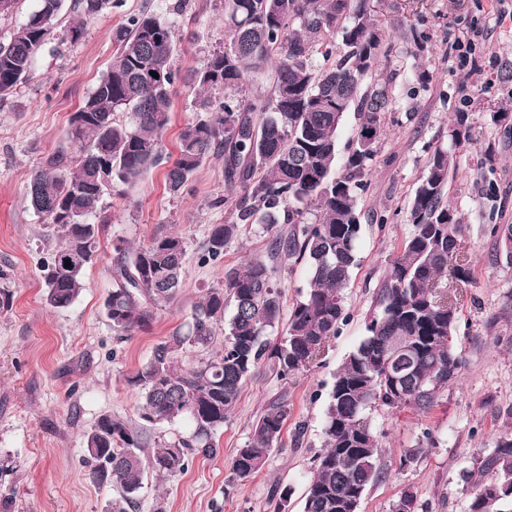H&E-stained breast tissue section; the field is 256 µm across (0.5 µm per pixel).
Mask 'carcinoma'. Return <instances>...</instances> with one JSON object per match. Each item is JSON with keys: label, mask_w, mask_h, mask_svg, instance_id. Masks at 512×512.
Instances as JSON below:
<instances>
[{"label": "carcinoma", "mask_w": 512, "mask_h": 512, "mask_svg": "<svg viewBox=\"0 0 512 512\" xmlns=\"http://www.w3.org/2000/svg\"><path fill=\"white\" fill-rule=\"evenodd\" d=\"M112 4L72 0L70 11L90 17ZM62 7L63 0H38L9 41L0 42L1 99L28 77ZM224 29V49L192 75L200 89L196 109L205 117L183 127L174 161L162 136L171 122L169 92L179 78L176 43L172 27L146 7L112 32L118 52L69 120L67 137L79 146L73 164L52 156L29 182L33 210L58 238L45 265V300L54 308L71 305L84 288L83 270L96 259L105 223L93 218L105 194L162 165L169 193L180 196L205 161L224 157V206L236 220L211 225L206 259L223 257L240 225L257 224L272 234L273 255L309 264L308 289L289 310L279 342L265 336L280 325L281 291L272 268L256 260L243 271H227L224 286L209 289L193 307L187 331L157 344L126 378L140 395L139 422L107 412L83 440L92 480L119 490L112 512L138 507L147 474L174 478L190 458L218 455L214 436L261 362L275 360L284 377L300 372L321 356L345 319L342 291L361 235L358 198L367 186L382 114L391 105L384 85L361 91L387 55L370 0H224ZM333 35L341 36L343 52L318 72L314 52ZM156 69L159 77L147 82ZM126 110L130 122H118L116 114ZM351 110L361 122L343 173L336 175L337 134ZM470 131L468 115L456 113L451 146L431 151L408 211L412 231L376 293L367 335L334 375L325 444L314 458L304 512H358L367 487L382 475L378 436L367 416L372 405L426 411L458 380L457 307L444 279L469 284L473 274L460 251L467 225L445 201V188L453 150L470 142ZM485 232L511 261L512 224H488ZM115 250L121 257L110 270L112 289L103 309L122 341L150 325L158 307L175 297L187 251L178 235L156 236L137 248L117 244ZM229 306L233 313L226 320ZM219 330L221 351L181 363L190 349L212 345ZM287 419L283 400L265 409L230 460L236 478L264 466ZM176 420L188 425V435L145 451L144 430ZM464 480L471 484L469 512H512V432L500 434L489 452H477Z\"/></svg>", "instance_id": "cac0c4a2"}]
</instances>
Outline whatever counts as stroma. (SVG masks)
<instances>
[{
	"instance_id": "stroma-1",
	"label": "stroma",
	"mask_w": 512,
	"mask_h": 512,
	"mask_svg": "<svg viewBox=\"0 0 512 512\" xmlns=\"http://www.w3.org/2000/svg\"><path fill=\"white\" fill-rule=\"evenodd\" d=\"M117 2L85 18L75 42L65 34L74 15L62 9L54 37L37 53L28 79L0 100V288L13 293L11 308L0 310V455L10 456L13 466L0 475V512H112L119 492L90 479L82 433L107 412L136 421L139 397L127 376L157 344L186 331L194 305L207 289L223 285L228 270L254 259L266 262L275 270L286 309L308 286L307 262L272 257L270 235L254 224L242 225L223 259L202 261L211 225L229 218L217 204L224 196V164L215 157L180 196L167 191L160 167L133 185L114 188L101 203L112 222L100 236L96 260L84 270V290L68 307L46 304L42 266L56 236L32 210L28 184L49 156L75 155L66 137L68 123L117 52L113 29L148 6L175 30L174 65L182 79L169 96L171 123L163 141L170 152L180 129L197 116L191 73L226 41L224 0ZM373 6L392 51L362 87L388 82L392 106L383 116L367 188L358 200L362 233L357 264L343 291L347 319L323 356L298 374L283 378L272 363H261L215 436L219 455L190 459L173 479L147 476L139 512H151L159 497L167 512H274L271 491L278 486L291 489L285 512H303L313 458L324 444L333 374L366 334L373 297L412 229L408 206L427 172V148L447 141L456 112L468 113L472 134L471 143L455 154L447 186L468 226L461 252L474 276L472 283L450 288L460 306L453 336L460 379L426 413L371 407L384 475L368 487L359 512H391L406 490L422 512H468L471 487L464 471L471 469L476 451L490 450L499 434L512 429V263L484 231L488 224H512V127L492 119L512 105V79L503 77L512 70V16L500 13L497 0H373ZM411 25L430 38L424 56L409 53L403 41L402 32ZM474 26L483 30L499 66L469 77L458 67L454 46ZM421 65L434 75L425 88L415 81ZM489 182L495 187L491 197L485 192ZM171 233L187 246L182 287L159 307L150 326L117 342L103 311L115 246L138 247ZM280 399L288 404L280 446L258 473L234 479L232 453L248 441L264 408ZM427 431L433 438L428 445L422 442ZM416 447L418 459L405 463Z\"/></svg>"
}]
</instances>
